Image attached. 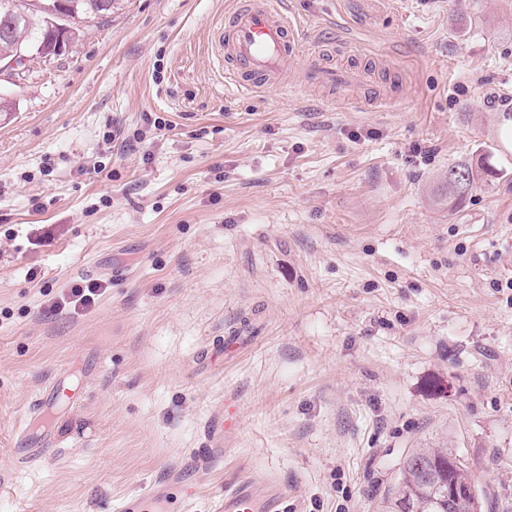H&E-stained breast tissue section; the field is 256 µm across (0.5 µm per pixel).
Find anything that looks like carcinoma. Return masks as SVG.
I'll return each mask as SVG.
<instances>
[{
    "mask_svg": "<svg viewBox=\"0 0 512 512\" xmlns=\"http://www.w3.org/2000/svg\"><path fill=\"white\" fill-rule=\"evenodd\" d=\"M115 0H0V56L17 49L33 54L55 44L59 37L78 40L86 24L112 15ZM496 145L476 150L471 157L448 166L437 204L453 213L475 190L489 186L504 175L493 163ZM448 449L418 448L404 460L396 490L386 497V512L406 505L413 512H448V501H432V487L450 480L476 484L472 470L462 461L448 468Z\"/></svg>",
    "mask_w": 512,
    "mask_h": 512,
    "instance_id": "1",
    "label": "carcinoma"
}]
</instances>
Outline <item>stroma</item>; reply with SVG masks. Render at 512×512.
Segmentation results:
<instances>
[{
  "label": "stroma",
  "mask_w": 512,
  "mask_h": 512,
  "mask_svg": "<svg viewBox=\"0 0 512 512\" xmlns=\"http://www.w3.org/2000/svg\"><path fill=\"white\" fill-rule=\"evenodd\" d=\"M232 7L121 0L0 81V512H113L170 473L197 512L242 474L288 512H383L417 448L512 512V0H280L359 82L303 83L299 58V89L254 95L212 55ZM491 143L506 176L437 208L439 174ZM84 280L95 306H62ZM60 377L63 435L28 457Z\"/></svg>",
  "instance_id": "obj_1"
}]
</instances>
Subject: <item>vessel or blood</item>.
Returning <instances> with one entry per match:
<instances>
[{"label":"vessel or blood","mask_w":512,"mask_h":512,"mask_svg":"<svg viewBox=\"0 0 512 512\" xmlns=\"http://www.w3.org/2000/svg\"><path fill=\"white\" fill-rule=\"evenodd\" d=\"M301 26L285 15L274 0H239L230 13L228 37L215 38L213 53L224 72L228 89L254 92L262 89L289 62L307 55V82L326 85L343 80L345 71L322 65L320 55L306 48ZM166 484L153 486L140 500L119 503L117 512H158L166 501ZM286 489L269 479L257 482L239 477L213 501L212 512H284Z\"/></svg>","instance_id":"vessel-or-blood-1"}]
</instances>
